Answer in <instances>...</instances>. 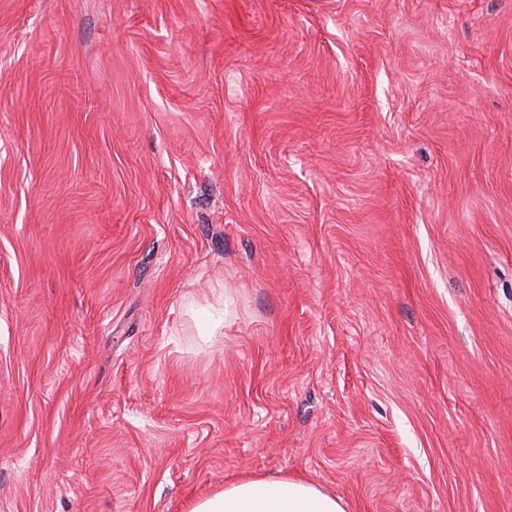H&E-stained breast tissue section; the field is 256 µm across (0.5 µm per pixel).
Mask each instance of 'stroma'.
Listing matches in <instances>:
<instances>
[{"label":"stroma","mask_w":512,"mask_h":512,"mask_svg":"<svg viewBox=\"0 0 512 512\" xmlns=\"http://www.w3.org/2000/svg\"><path fill=\"white\" fill-rule=\"evenodd\" d=\"M254 474L512 512V0H0V512ZM199 315L206 335L215 336L224 329V303L223 307H221L220 302L218 306L202 307L199 309Z\"/></svg>","instance_id":"stroma-1"}]
</instances>
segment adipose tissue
Here are the masks:
<instances>
[{"mask_svg":"<svg viewBox=\"0 0 512 512\" xmlns=\"http://www.w3.org/2000/svg\"><path fill=\"white\" fill-rule=\"evenodd\" d=\"M187 512H346L341 499L303 479L250 476L192 501Z\"/></svg>","mask_w":512,"mask_h":512,"instance_id":"1","label":"adipose tissue"}]
</instances>
